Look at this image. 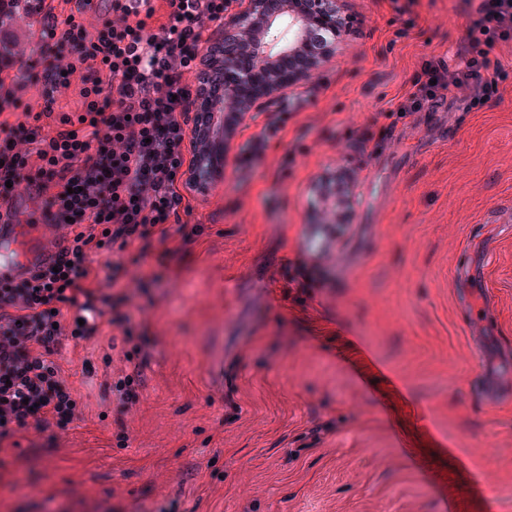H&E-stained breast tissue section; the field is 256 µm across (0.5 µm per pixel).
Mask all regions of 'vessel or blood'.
I'll use <instances>...</instances> for the list:
<instances>
[{"label":"vessel or blood","instance_id":"1","mask_svg":"<svg viewBox=\"0 0 512 512\" xmlns=\"http://www.w3.org/2000/svg\"><path fill=\"white\" fill-rule=\"evenodd\" d=\"M342 232L328 230L323 224L305 225L298 250L305 259L315 265L328 263L340 246ZM51 229L46 224H15L10 230L0 231V281L14 280L21 267L48 263L51 257ZM454 284L462 299L468 318L487 308L489 299L473 300L468 284L476 274L472 263L453 267ZM477 378L482 387V399L493 404L512 397V376L491 365L481 366Z\"/></svg>","mask_w":512,"mask_h":512}]
</instances>
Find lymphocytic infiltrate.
<instances>
[{"mask_svg": "<svg viewBox=\"0 0 512 512\" xmlns=\"http://www.w3.org/2000/svg\"><path fill=\"white\" fill-rule=\"evenodd\" d=\"M0 0V224H49L51 265L0 282V441L81 420L57 361L65 340L112 327L128 349L111 387L119 413L138 401L144 336L132 313L133 245L167 243L190 205L183 193L209 160V121L194 122L214 29L237 0ZM467 43L458 63L423 62L402 120L441 101L473 107L497 94L512 46V0H466ZM24 20L31 50L13 30ZM36 208L23 206L20 184ZM103 266H96L97 257Z\"/></svg>", "mask_w": 512, "mask_h": 512, "instance_id": "f902f5d3", "label": "lymphocytic infiltrate"}]
</instances>
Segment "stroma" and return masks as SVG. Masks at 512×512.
Masks as SVG:
<instances>
[{"label": "stroma", "mask_w": 512, "mask_h": 512, "mask_svg": "<svg viewBox=\"0 0 512 512\" xmlns=\"http://www.w3.org/2000/svg\"><path fill=\"white\" fill-rule=\"evenodd\" d=\"M336 57L252 106L208 195L189 193L183 237L151 243L143 390L117 416L122 366L111 330L58 356L84 410L6 446L0 512L44 494L88 512H512V400L485 406L479 364L512 369V235L499 232L476 293L491 292L481 346L449 261L512 196V78L468 112L398 124L376 151L363 128L412 90L424 59L468 38L463 0H348ZM297 116L251 167L233 157L286 97ZM362 184L337 266L302 262L326 171ZM278 274L286 308L264 285ZM494 496H486L483 484Z\"/></svg>", "instance_id": "obj_1"}]
</instances>
